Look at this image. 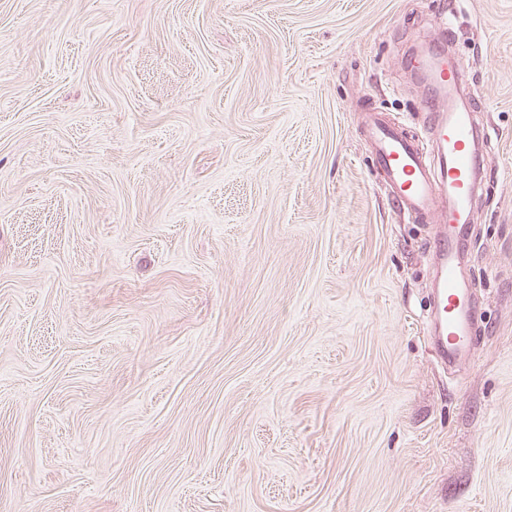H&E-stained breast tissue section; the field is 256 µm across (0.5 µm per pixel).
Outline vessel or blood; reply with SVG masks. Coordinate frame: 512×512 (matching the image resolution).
<instances>
[{
	"label": "vessel or blood",
	"mask_w": 512,
	"mask_h": 512,
	"mask_svg": "<svg viewBox=\"0 0 512 512\" xmlns=\"http://www.w3.org/2000/svg\"><path fill=\"white\" fill-rule=\"evenodd\" d=\"M410 67L417 79L437 89L426 103L432 154H423L412 137L378 113L368 116L367 134L373 162L395 193L397 206L435 225L429 242L434 260L430 324L436 358L447 367L468 362L474 349L473 284L463 277L460 264L483 181L489 134L477 123L470 103H448L465 82L466 71L445 41H438L436 53H416Z\"/></svg>",
	"instance_id": "obj_1"
}]
</instances>
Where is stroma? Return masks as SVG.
I'll list each match as a JSON object with an SVG mask.
<instances>
[{
    "label": "stroma",
    "mask_w": 512,
    "mask_h": 512,
    "mask_svg": "<svg viewBox=\"0 0 512 512\" xmlns=\"http://www.w3.org/2000/svg\"><path fill=\"white\" fill-rule=\"evenodd\" d=\"M489 131L471 360L427 336L412 48ZM0 512H512V0H0Z\"/></svg>",
    "instance_id": "1"
}]
</instances>
